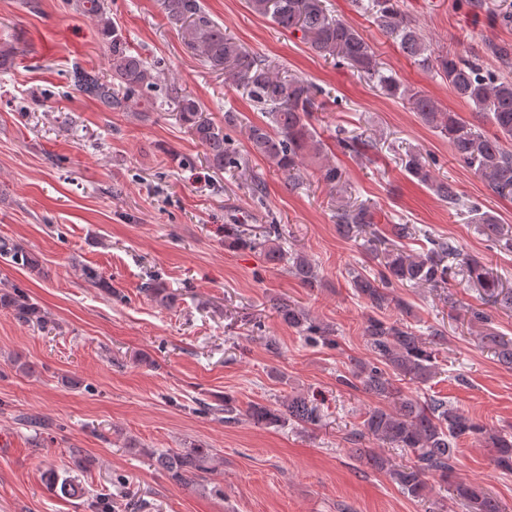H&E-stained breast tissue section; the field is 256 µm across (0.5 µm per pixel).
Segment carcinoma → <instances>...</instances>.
I'll use <instances>...</instances> for the list:
<instances>
[{
  "instance_id": "1",
  "label": "carcinoma",
  "mask_w": 512,
  "mask_h": 512,
  "mask_svg": "<svg viewBox=\"0 0 512 512\" xmlns=\"http://www.w3.org/2000/svg\"><path fill=\"white\" fill-rule=\"evenodd\" d=\"M251 9L275 25L302 33L310 48L324 60L343 62L359 73L374 79L389 95L405 101L421 122L448 138L455 160L481 178L500 197H512V80L491 79L482 74L478 64L456 55H434L421 31L405 20L396 8V0H373L376 20L399 45L402 52L426 70H436L448 80V86L472 111L489 119L495 132L462 120L455 112L442 111L429 96L398 83L383 73L382 63L364 34L350 23L329 13L324 0H248ZM167 18L183 29L184 42L190 53L212 70L224 74V83L232 85L260 107L267 120L242 124V115L224 112V123L217 124L203 115L199 100L188 93L175 97L179 120L204 148V159L211 169L223 172L239 168L243 157L232 143L227 130L243 127L253 153L269 160L288 176L295 187L297 171L307 156L322 153V143L312 124L317 110L314 87L298 78L276 71L264 58L247 51L224 26L205 11L201 0H161ZM77 9L93 16L101 35L110 43L109 74L77 67L72 71V89L95 100L107 112L115 108L147 103L148 92L160 79L156 66L130 52L122 32L107 15L103 0H78ZM404 170L429 186L448 202V208L463 205L456 186L437 178L430 164L417 150L406 152ZM343 172L327 162L320 168L322 181L334 187L342 181ZM479 231L493 246L512 248V237L503 225L473 207ZM336 226L347 237L368 235L366 245L377 261L379 270L370 276L356 269L349 271L350 284L370 307L383 312L390 307L408 315L411 306L393 296L396 285L443 288L449 278L461 275L483 290L488 300L512 308V289L504 287L482 262L464 256L452 243L438 238L430 240L431 248L422 255L405 252L396 243L379 236L374 229L370 210L363 205H341L336 209ZM282 228L267 224L260 237L246 238L236 234L232 245L264 251L267 260L278 265L285 260L279 243ZM0 256L30 271L41 273L37 257L16 243L0 239ZM289 273L306 288L320 287L322 278L313 261L302 253L291 257ZM84 279L104 292L112 293V282L96 268H82ZM143 292L164 306L171 295L161 284L146 282ZM0 307L13 311L23 324L44 326L47 318L18 287L0 291ZM280 319L291 327L326 345L335 344L331 329L316 321L308 311L283 302L277 306ZM363 336L375 354L372 361L357 360L351 369L348 386L359 385L384 405L370 409L362 429L354 441L366 438L381 444H392L410 455L407 464L394 466L390 461L365 448L354 452L366 457L372 465L386 470L401 490L414 498L423 496L426 478L439 476L446 480L455 471L456 443L472 438L493 450V463L504 472H512V435L492 430L442 399L423 402L403 394L394 377L410 382H425L435 372L436 345L444 338L439 329L421 336L404 319L369 316ZM480 340L492 350L497 361L512 368V338L489 329ZM246 415L257 424H275L286 420L301 425H315L320 419L318 405L309 397L294 394L288 398L285 411L279 413L264 405L252 404L241 411L231 398L224 399V422L233 423ZM209 449L195 445L179 452L162 453L156 465L180 484H187L207 470ZM51 490L66 496L81 493L71 476H65L52 465L42 471ZM456 500L469 512H503L501 504L484 492L478 482L459 481L453 485Z\"/></svg>"
}]
</instances>
